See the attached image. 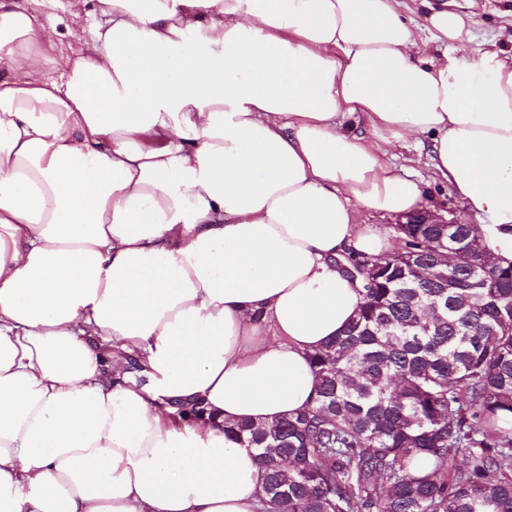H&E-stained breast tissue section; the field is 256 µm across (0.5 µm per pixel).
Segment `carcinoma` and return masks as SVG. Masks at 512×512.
Listing matches in <instances>:
<instances>
[{
	"label": "carcinoma",
	"instance_id": "obj_1",
	"mask_svg": "<svg viewBox=\"0 0 512 512\" xmlns=\"http://www.w3.org/2000/svg\"><path fill=\"white\" fill-rule=\"evenodd\" d=\"M349 256L363 301L309 356L313 404L224 429L272 512H512V261L474 224Z\"/></svg>",
	"mask_w": 512,
	"mask_h": 512
}]
</instances>
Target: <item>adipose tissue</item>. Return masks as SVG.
<instances>
[{
  "label": "adipose tissue",
  "instance_id": "adipose-tissue-1",
  "mask_svg": "<svg viewBox=\"0 0 512 512\" xmlns=\"http://www.w3.org/2000/svg\"><path fill=\"white\" fill-rule=\"evenodd\" d=\"M97 2L52 78L46 0H0V512H266L224 429L312 404L335 260L383 248L356 207L425 210L384 145L512 258V58L444 7L421 56L398 0Z\"/></svg>",
  "mask_w": 512,
  "mask_h": 512
}]
</instances>
